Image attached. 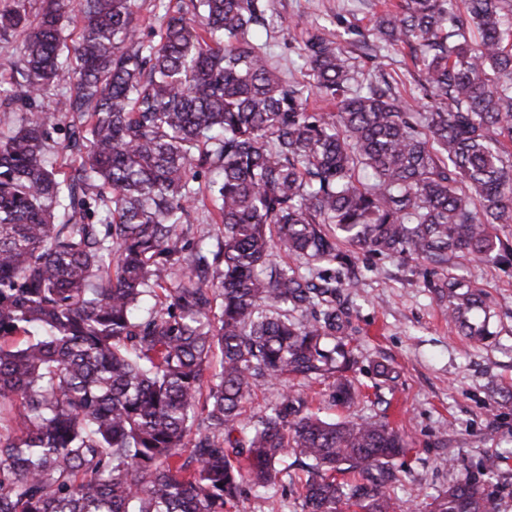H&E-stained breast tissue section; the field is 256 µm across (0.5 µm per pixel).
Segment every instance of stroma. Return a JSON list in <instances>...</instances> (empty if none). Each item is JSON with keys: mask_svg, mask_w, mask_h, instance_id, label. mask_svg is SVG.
<instances>
[{"mask_svg": "<svg viewBox=\"0 0 512 512\" xmlns=\"http://www.w3.org/2000/svg\"><path fill=\"white\" fill-rule=\"evenodd\" d=\"M383 0H269L266 41L273 59L296 77L307 69L299 45L307 31L320 29L343 40L349 28L370 29ZM21 39L0 37V86L22 92L25 77ZM359 66L387 78L414 70L403 47H379ZM358 285L345 293L349 339L358 355L354 375L363 398L345 409L329 402L324 384H304L311 411L327 420L354 414L386 420L404 431L412 450L394 460L395 493L405 512H420L454 479L478 473L485 456L500 453L502 472L512 479V265L470 256L450 258L444 270L421 261L355 253ZM456 277L495 302L492 337L479 344L459 336L431 281ZM400 373L396 385H377L376 361ZM456 467H449V458ZM224 512H301L279 482L268 493L245 490Z\"/></svg>", "mask_w": 512, "mask_h": 512, "instance_id": "stroma-1", "label": "stroma"}]
</instances>
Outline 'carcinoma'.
I'll return each mask as SVG.
<instances>
[{
	"label": "carcinoma",
	"instance_id": "obj_1",
	"mask_svg": "<svg viewBox=\"0 0 512 512\" xmlns=\"http://www.w3.org/2000/svg\"><path fill=\"white\" fill-rule=\"evenodd\" d=\"M78 2L77 67L63 77L60 20ZM135 0H25L22 112L0 140V512H224L288 474L303 512H401L389 464L409 450L383 421H327L363 398L344 338L346 242L436 268L457 254L512 263V0H391L342 46L302 43L309 81L257 40L267 0H196L152 43ZM417 53L420 107L360 69L369 38ZM78 174L48 159L58 118ZM195 168L216 248L187 240ZM306 260L304 275L287 262ZM457 333L484 342L494 303L429 284ZM262 388L277 401L242 410ZM302 477L279 467L286 452ZM499 457L448 482L429 512H495Z\"/></svg>",
	"mask_w": 512,
	"mask_h": 512
}]
</instances>
